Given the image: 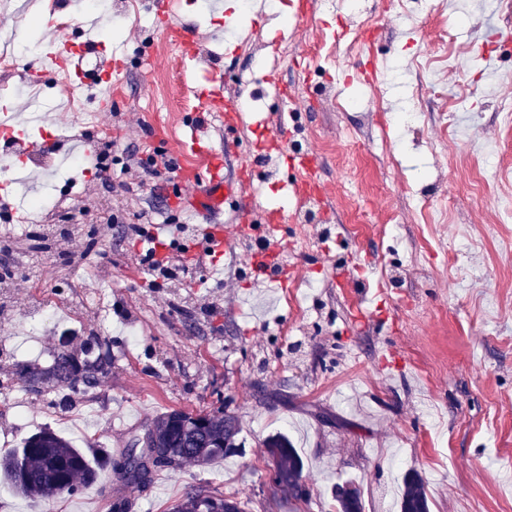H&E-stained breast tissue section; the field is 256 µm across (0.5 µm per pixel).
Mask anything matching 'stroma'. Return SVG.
Masks as SVG:
<instances>
[{
	"mask_svg": "<svg viewBox=\"0 0 512 512\" xmlns=\"http://www.w3.org/2000/svg\"><path fill=\"white\" fill-rule=\"evenodd\" d=\"M57 2L86 23L101 46L97 58L121 62L112 73L119 94L81 91L111 125L115 151L127 147L143 158L158 150L196 165L182 142L199 99H177L174 88H200L209 69L225 96L246 87L256 93L236 126L204 116L214 146L226 153L225 177L238 179L239 159L256 156L263 136L284 127L289 148L314 154L325 194L305 226L288 225L287 287L257 286L240 246L206 256L174 287L157 288L125 220L146 212L154 223L194 229L210 215L184 203L173 173L131 193L119 175L95 179L66 102L0 94V109L27 123L25 143L74 159L77 196L68 212L87 251L72 266L47 260L41 282L47 293L78 284L88 300L81 320L59 309L35 334L11 337V359L45 367L92 332L112 344L111 370L67 408L56 394L11 385L22 407L0 404V454L45 425L78 447L113 450L162 412L223 407L241 421L242 453L127 489L132 512H169L197 484L237 493L251 512H336L332 489L345 483L360 488L365 512H398L411 470L426 482L431 512H512V223H501L494 197L472 196L482 173L512 170V45L492 42L512 29V0H439L430 17L361 0L362 18L381 16L383 26L360 43L338 25L347 16L344 0L315 7L307 21L299 18L307 0H251L246 11L239 0H223L218 14L203 0H174L210 55L206 68L160 36L152 0H140L142 25L120 12L101 19L82 0ZM2 33L46 48L61 38L39 0H0ZM449 33L472 58L434 73L435 92L421 90L419 63ZM353 43L356 55H340L320 75L282 55L288 45ZM328 84L332 103L319 95ZM414 100L419 120L409 124L403 114ZM357 133L367 147L352 174L344 167L346 137ZM434 142L441 157L430 152ZM268 167L275 177L252 178L257 215L294 212L286 187L292 172L275 160ZM350 178L356 200L368 205V223H354L344 204ZM408 187L447 202V223H416ZM88 211L96 218L82 223ZM335 258L356 287H340ZM275 432L287 434L304 460L308 502L270 495L262 442ZM114 485L105 466L95 485L49 505L0 483V512H110Z\"/></svg>",
	"mask_w": 512,
	"mask_h": 512,
	"instance_id": "35a3bbf8",
	"label": "stroma"
}]
</instances>
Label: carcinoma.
Instances as JSON below:
<instances>
[{"mask_svg":"<svg viewBox=\"0 0 512 512\" xmlns=\"http://www.w3.org/2000/svg\"><path fill=\"white\" fill-rule=\"evenodd\" d=\"M111 369L109 343L91 338L79 356L61 351L50 367L41 370L33 365H14L11 376L38 394L58 387L76 392L95 386L98 375ZM240 433L238 416L221 409L160 414L144 436H133L123 450L125 458L133 449H140L141 458L136 465L122 469L119 461H111L116 477L111 512H130L132 503L124 495L128 487L144 490L163 471L175 473L186 464L204 466L239 452L243 448ZM262 447L267 464L276 466L277 480L271 484L274 493L290 502L304 500V461L288 436L282 432L270 434L262 441ZM96 477L97 459L50 427L41 428L20 447L0 456V481L26 498L50 501L94 484ZM334 500L336 512H364L361 493L351 485L336 486ZM246 506L247 502L235 494L191 485L171 512H246ZM399 508L400 512H430L425 480L414 470L404 476Z\"/></svg>","mask_w":512,"mask_h":512,"instance_id":"carcinoma-1","label":"carcinoma"}]
</instances>
